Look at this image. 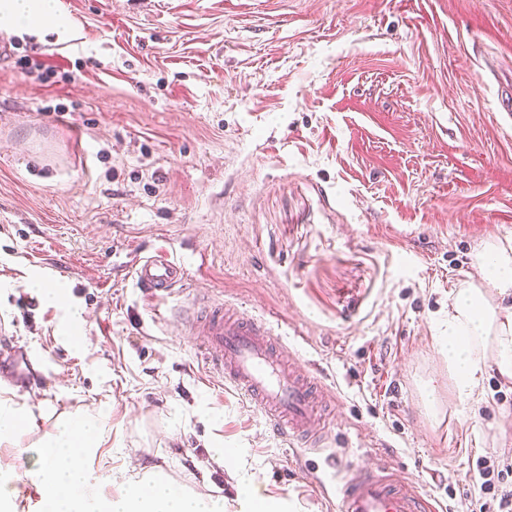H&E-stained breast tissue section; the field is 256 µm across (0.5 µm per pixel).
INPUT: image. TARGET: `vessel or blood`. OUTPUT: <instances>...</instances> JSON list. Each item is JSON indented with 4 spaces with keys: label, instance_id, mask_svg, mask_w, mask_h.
Instances as JSON below:
<instances>
[{
    "label": "vessel or blood",
    "instance_id": "b4317fda",
    "mask_svg": "<svg viewBox=\"0 0 512 512\" xmlns=\"http://www.w3.org/2000/svg\"><path fill=\"white\" fill-rule=\"evenodd\" d=\"M130 269L136 288L158 300L170 298L189 275L187 260L163 249L136 256ZM180 325L183 335L194 337L205 365L264 416L274 435L292 448L311 444L326 471L337 472L336 512H436L420 487L396 476L394 467L337 468L335 453L324 450L332 399L278 322L207 297L183 310Z\"/></svg>",
    "mask_w": 512,
    "mask_h": 512
}]
</instances>
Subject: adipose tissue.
Segmentation results:
<instances>
[{"label":"adipose tissue","instance_id":"1","mask_svg":"<svg viewBox=\"0 0 512 512\" xmlns=\"http://www.w3.org/2000/svg\"><path fill=\"white\" fill-rule=\"evenodd\" d=\"M48 25L70 26L58 0H0L1 30L35 33ZM478 259V278L461 282L451 293L440 336L448 375L464 399L474 396L487 369L512 383V244H485ZM102 435V425L90 415L59 421L41 440L38 486L48 490L52 512H224L223 498L178 487L153 470L127 479L112 499L99 500L83 456Z\"/></svg>","mask_w":512,"mask_h":512}]
</instances>
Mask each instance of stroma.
Masks as SVG:
<instances>
[{
    "label": "stroma",
    "instance_id": "1",
    "mask_svg": "<svg viewBox=\"0 0 512 512\" xmlns=\"http://www.w3.org/2000/svg\"><path fill=\"white\" fill-rule=\"evenodd\" d=\"M61 4L66 35L0 31V345L42 372L29 390L0 358L28 417L0 444L19 512H48L41 438L92 408L103 497L157 465L227 512L240 479L335 512L135 288L144 248L191 257L175 301L278 318L339 399V455L463 512L478 458L512 465V387L490 370L460 399L437 340L483 244L512 240V0ZM32 47L70 80L21 73Z\"/></svg>",
    "mask_w": 512,
    "mask_h": 512
}]
</instances>
